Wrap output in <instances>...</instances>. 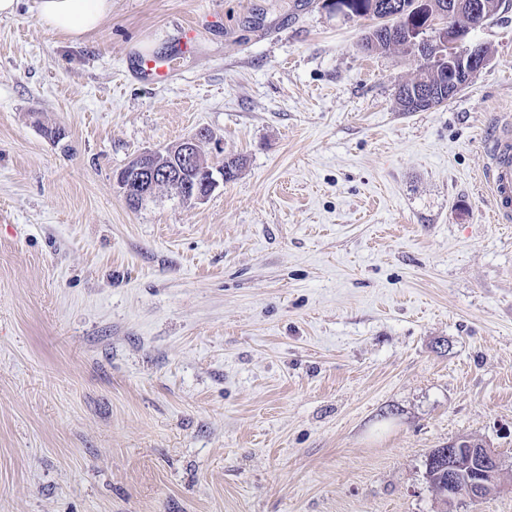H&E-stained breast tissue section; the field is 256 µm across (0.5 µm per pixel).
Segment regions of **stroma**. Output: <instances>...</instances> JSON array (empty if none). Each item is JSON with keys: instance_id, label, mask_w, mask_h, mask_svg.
I'll use <instances>...</instances> for the list:
<instances>
[{"instance_id": "35a3bbf8", "label": "stroma", "mask_w": 512, "mask_h": 512, "mask_svg": "<svg viewBox=\"0 0 512 512\" xmlns=\"http://www.w3.org/2000/svg\"><path fill=\"white\" fill-rule=\"evenodd\" d=\"M367 26L326 0H112L83 43L36 0L0 20V512H438L426 459L463 436L507 480L457 512H512V223L481 178L512 0L422 112ZM202 128L237 178L128 206L118 173ZM169 61L159 60L154 57H142L138 61L137 74L147 83L166 81L170 76Z\"/></svg>"}]
</instances>
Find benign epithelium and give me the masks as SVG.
<instances>
[{
  "label": "benign epithelium",
  "mask_w": 512,
  "mask_h": 512,
  "mask_svg": "<svg viewBox=\"0 0 512 512\" xmlns=\"http://www.w3.org/2000/svg\"><path fill=\"white\" fill-rule=\"evenodd\" d=\"M415 6L420 14L428 16L427 24L421 26L407 13L396 12L395 22L389 25L391 37L407 55L425 59L435 67L445 66L443 76L448 78V96L452 97L490 63L481 44L467 42L469 35L485 22L483 2L448 0V4L435 10L430 0H415ZM203 139L210 140L212 136L206 131L198 132L166 152H150L136 158L131 165L132 174L117 176L125 201L139 205L151 198L161 183L190 204L205 201L218 183L200 152L199 142ZM188 171L203 181V186L191 194L182 188ZM459 444L458 440L448 443V512H454L463 500L484 499L500 487L503 464L499 453L486 446L469 449V466L474 475L464 480L454 452Z\"/></svg>",
  "instance_id": "1"
}]
</instances>
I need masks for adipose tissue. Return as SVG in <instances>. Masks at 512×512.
Here are the masks:
<instances>
[{
    "instance_id": "adipose-tissue-1",
    "label": "adipose tissue",
    "mask_w": 512,
    "mask_h": 512,
    "mask_svg": "<svg viewBox=\"0 0 512 512\" xmlns=\"http://www.w3.org/2000/svg\"><path fill=\"white\" fill-rule=\"evenodd\" d=\"M40 25L73 41L95 34L112 13V0H37Z\"/></svg>"
}]
</instances>
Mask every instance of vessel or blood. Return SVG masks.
Returning a JSON list of instances; mask_svg holds the SVG:
<instances>
[{"instance_id":"1","label":"vessel or blood","mask_w":512,"mask_h":512,"mask_svg":"<svg viewBox=\"0 0 512 512\" xmlns=\"http://www.w3.org/2000/svg\"><path fill=\"white\" fill-rule=\"evenodd\" d=\"M170 64L154 57L140 58L139 77L147 83L165 81L170 76ZM489 161L483 170L488 184L494 218L497 222H512V123L497 127L487 142Z\"/></svg>"}]
</instances>
